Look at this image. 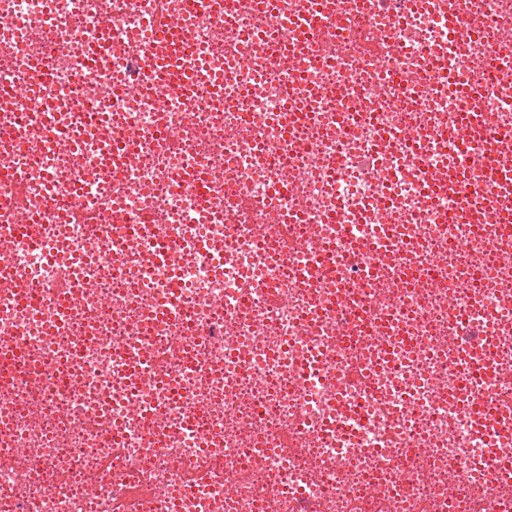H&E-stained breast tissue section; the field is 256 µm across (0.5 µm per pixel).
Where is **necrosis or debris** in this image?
<instances>
[{
	"label": "necrosis or debris",
	"mask_w": 512,
	"mask_h": 512,
	"mask_svg": "<svg viewBox=\"0 0 512 512\" xmlns=\"http://www.w3.org/2000/svg\"><path fill=\"white\" fill-rule=\"evenodd\" d=\"M509 148L512 0H0V512H512Z\"/></svg>",
	"instance_id": "4bbe7bcc"
}]
</instances>
